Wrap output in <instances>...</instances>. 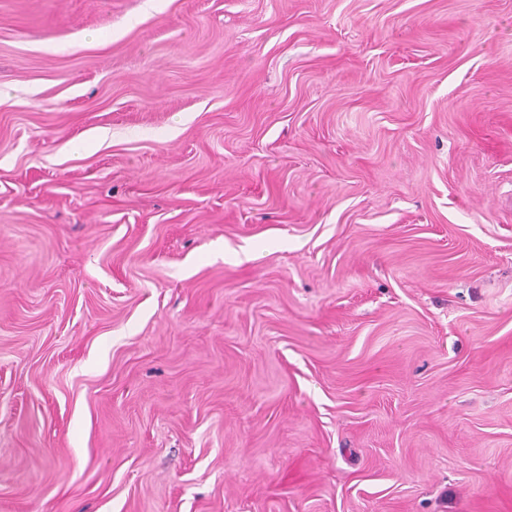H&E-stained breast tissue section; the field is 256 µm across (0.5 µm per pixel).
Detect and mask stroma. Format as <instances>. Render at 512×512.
Returning a JSON list of instances; mask_svg holds the SVG:
<instances>
[{"label":"stroma","mask_w":512,"mask_h":512,"mask_svg":"<svg viewBox=\"0 0 512 512\" xmlns=\"http://www.w3.org/2000/svg\"><path fill=\"white\" fill-rule=\"evenodd\" d=\"M0 512H512V0H0Z\"/></svg>","instance_id":"obj_1"}]
</instances>
